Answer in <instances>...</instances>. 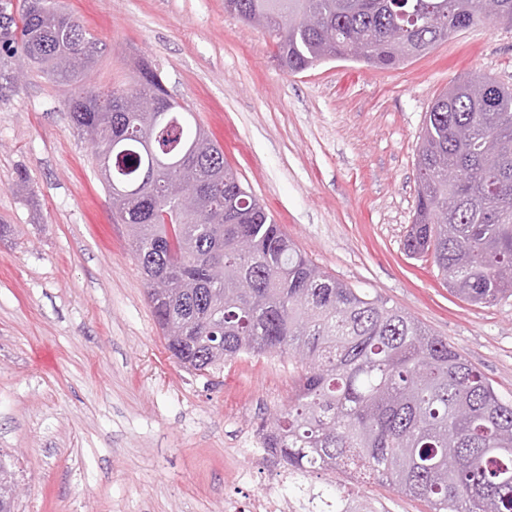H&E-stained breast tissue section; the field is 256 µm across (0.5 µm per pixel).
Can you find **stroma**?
<instances>
[{
    "label": "stroma",
    "instance_id": "obj_1",
    "mask_svg": "<svg viewBox=\"0 0 512 512\" xmlns=\"http://www.w3.org/2000/svg\"><path fill=\"white\" fill-rule=\"evenodd\" d=\"M64 2L108 45L93 82L124 87L138 60L154 65L301 251L447 338L512 400V296L464 302L404 249L425 116L469 72L512 85V29L475 26L396 69L336 60L291 75L224 0ZM67 94L34 72L0 100V459L24 489L15 512H235L250 492L309 488L335 499L326 475L269 481L274 464L248 444L288 404L287 358L208 377L171 358Z\"/></svg>",
    "mask_w": 512,
    "mask_h": 512
}]
</instances>
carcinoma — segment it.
Instances as JSON below:
<instances>
[{
	"label": "carcinoma",
	"instance_id": "obj_1",
	"mask_svg": "<svg viewBox=\"0 0 512 512\" xmlns=\"http://www.w3.org/2000/svg\"><path fill=\"white\" fill-rule=\"evenodd\" d=\"M484 3L224 0V11L268 32L278 65L298 74L328 60L398 68L484 23ZM105 49L56 0H0V50L70 87L66 110L129 227L171 356L201 375L243 355L293 360L292 396L265 434L291 471L354 460L426 512H512V402L447 339L301 252L148 62L125 88L93 86ZM155 100L171 122L143 109ZM417 169L406 250L466 302L511 294L512 88L480 73L448 85L426 114ZM173 181L196 193L194 208L166 199ZM14 482L0 460V506Z\"/></svg>",
	"mask_w": 512,
	"mask_h": 512
}]
</instances>
